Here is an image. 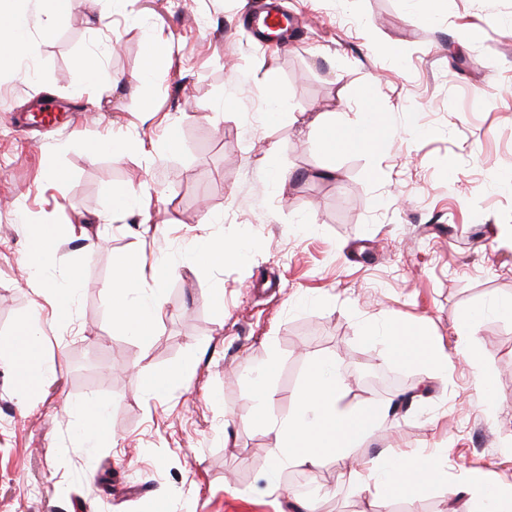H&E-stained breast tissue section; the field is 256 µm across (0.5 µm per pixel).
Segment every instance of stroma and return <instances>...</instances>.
I'll return each instance as SVG.
<instances>
[{"mask_svg":"<svg viewBox=\"0 0 512 512\" xmlns=\"http://www.w3.org/2000/svg\"><path fill=\"white\" fill-rule=\"evenodd\" d=\"M278 2L284 48L254 37L261 0H98L46 16L27 58L0 60V336L29 324L41 338L31 398L0 348V512H288L301 482L324 489L318 512H444L445 483L409 504L341 483L333 461L288 463L281 496L261 493L270 434L224 422L253 417L249 369L271 358V418L322 358L349 403L417 391L354 450L358 466L435 448L449 476L512 481V317L498 310L512 299V0H441L431 17L421 0ZM36 99L73 121L32 125ZM370 110L375 151L328 152L297 120L349 126ZM131 188L134 209L120 203ZM42 230L54 255L30 276ZM224 242L243 256L198 265ZM134 253L159 267L165 315L147 346L113 321L107 290ZM393 322L442 343L445 378L364 342ZM89 400L109 407L92 448L77 436Z\"/></svg>","mask_w":512,"mask_h":512,"instance_id":"obj_1","label":"stroma"}]
</instances>
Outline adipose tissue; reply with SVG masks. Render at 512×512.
<instances>
[{
  "mask_svg": "<svg viewBox=\"0 0 512 512\" xmlns=\"http://www.w3.org/2000/svg\"><path fill=\"white\" fill-rule=\"evenodd\" d=\"M20 0H0V58L19 59L30 50L29 33L41 22L40 12L20 7ZM308 129L330 128L336 137L329 145L334 149L364 146L377 149L380 135H364L357 126L340 127L332 112H318L304 120ZM158 274L145 256H130L114 273L108 290L112 296V318L143 344H150L164 309L160 300L135 299ZM366 339L394 350L395 360L419 361L424 379L444 376L448 355L444 348L420 328L393 323L383 334L367 333ZM389 414L388 408L367 409L345 400V386L336 373L335 362L323 359L311 369L298 393L293 412L282 419L266 423L274 441L269 449V464L263 473L264 490L278 492L277 472L288 461H297L317 469L326 461L349 459L350 449L373 434ZM446 472L437 451L381 454L366 472L341 471L346 484L360 483L373 487L387 498L416 500L432 483L444 479ZM448 512H512V482H489L478 471H467L448 496Z\"/></svg>",
  "mask_w": 512,
  "mask_h": 512,
  "instance_id": "1",
  "label": "adipose tissue"
}]
</instances>
